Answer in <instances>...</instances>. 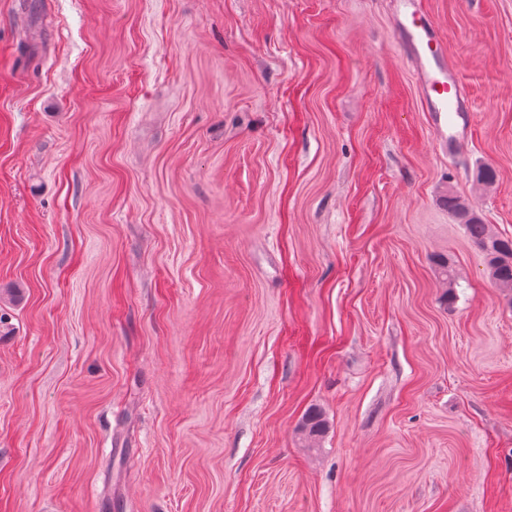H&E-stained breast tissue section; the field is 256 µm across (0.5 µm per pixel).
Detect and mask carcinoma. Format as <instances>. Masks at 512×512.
<instances>
[{
	"label": "carcinoma",
	"mask_w": 512,
	"mask_h": 512,
	"mask_svg": "<svg viewBox=\"0 0 512 512\" xmlns=\"http://www.w3.org/2000/svg\"><path fill=\"white\" fill-rule=\"evenodd\" d=\"M442 201L448 207V212L465 225L471 241L484 252L494 286L512 297V239L494 233L490 225L473 212L465 199L455 191H446ZM326 429L327 424L320 410L311 408L304 414L300 434L305 441H315Z\"/></svg>",
	"instance_id": "1"
}]
</instances>
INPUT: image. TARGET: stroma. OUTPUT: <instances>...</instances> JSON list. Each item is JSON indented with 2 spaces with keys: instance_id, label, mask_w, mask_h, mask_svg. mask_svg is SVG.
<instances>
[{
  "instance_id": "1",
  "label": "stroma",
  "mask_w": 512,
  "mask_h": 512,
  "mask_svg": "<svg viewBox=\"0 0 512 512\" xmlns=\"http://www.w3.org/2000/svg\"><path fill=\"white\" fill-rule=\"evenodd\" d=\"M420 3L453 153L396 0H0V512H512V298L441 201L512 238V0ZM397 1L395 37L413 67L426 111L440 130L438 145L448 152L459 151L465 131L455 130L457 118L475 112V104L460 81L458 65L448 61L433 25L421 14L418 0ZM327 429V424L320 410L309 409L303 416L300 424V434L306 442H314L321 437Z\"/></svg>"
}]
</instances>
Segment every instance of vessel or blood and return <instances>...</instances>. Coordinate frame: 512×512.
Segmentation results:
<instances>
[{
	"label": "vessel or blood",
	"mask_w": 512,
	"mask_h": 512,
	"mask_svg": "<svg viewBox=\"0 0 512 512\" xmlns=\"http://www.w3.org/2000/svg\"><path fill=\"white\" fill-rule=\"evenodd\" d=\"M418 0H399L395 37L410 62L418 91L440 130V149L455 152L464 144L457 120L474 111L475 104L459 77L457 64L448 61L431 22L424 18Z\"/></svg>",
	"instance_id": "vessel-or-blood-1"
}]
</instances>
